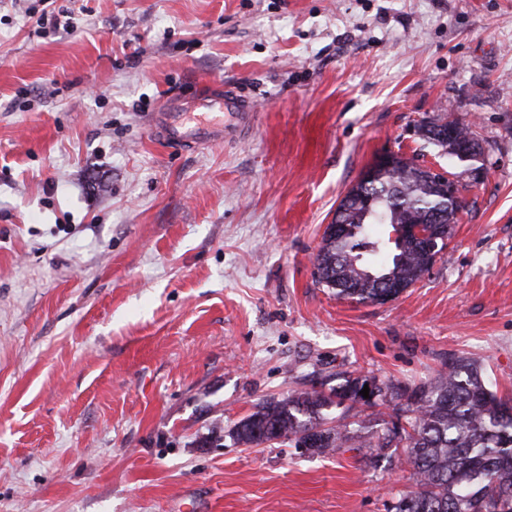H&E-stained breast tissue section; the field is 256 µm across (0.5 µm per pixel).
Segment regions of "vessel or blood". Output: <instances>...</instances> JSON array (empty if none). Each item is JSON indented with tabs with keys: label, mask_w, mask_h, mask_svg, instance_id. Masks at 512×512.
Instances as JSON below:
<instances>
[{
	"label": "vessel or blood",
	"mask_w": 512,
	"mask_h": 512,
	"mask_svg": "<svg viewBox=\"0 0 512 512\" xmlns=\"http://www.w3.org/2000/svg\"><path fill=\"white\" fill-rule=\"evenodd\" d=\"M254 105L235 88L214 89L200 95L193 107L170 99L155 113L152 132L163 143L188 149L201 142H221L249 126Z\"/></svg>",
	"instance_id": "b4317fda"
}]
</instances>
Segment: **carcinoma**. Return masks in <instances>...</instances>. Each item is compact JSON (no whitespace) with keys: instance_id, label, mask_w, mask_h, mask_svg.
<instances>
[{"instance_id":"1","label":"carcinoma","mask_w":512,"mask_h":512,"mask_svg":"<svg viewBox=\"0 0 512 512\" xmlns=\"http://www.w3.org/2000/svg\"><path fill=\"white\" fill-rule=\"evenodd\" d=\"M450 125L443 116L419 126L420 139L439 153L461 158L456 145L437 129ZM372 178L353 185L340 201L332 224L346 225L342 236L325 229L314 258L316 283L338 298L379 302L413 286L428 271L429 258L403 240L399 251L385 250V227L408 224L428 228L429 217L457 221L460 205L448 197L439 175L430 174L418 156L392 167L370 166ZM326 394L293 391L260 402L232 428L239 443L281 440L321 455L362 451L382 455L406 448L413 489L402 493L393 512H512V397L491 391L481 365L451 357L435 379L410 391L366 375L346 374ZM371 387V399L360 394ZM396 401L390 419L371 414L349 421L350 412ZM336 408V418L328 409Z\"/></svg>"}]
</instances>
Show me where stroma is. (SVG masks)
Masks as SVG:
<instances>
[{
    "label": "stroma",
    "mask_w": 512,
    "mask_h": 512,
    "mask_svg": "<svg viewBox=\"0 0 512 512\" xmlns=\"http://www.w3.org/2000/svg\"><path fill=\"white\" fill-rule=\"evenodd\" d=\"M60 7L70 30L39 24ZM220 84L249 131L154 138ZM437 115L476 133L479 183L414 135ZM386 147L462 209L397 299L339 300L314 257ZM452 355L512 395V0H0V512H387L398 460L229 432Z\"/></svg>",
    "instance_id": "obj_1"
}]
</instances>
